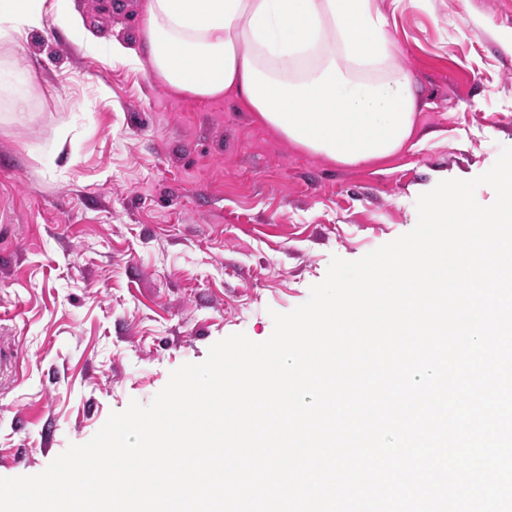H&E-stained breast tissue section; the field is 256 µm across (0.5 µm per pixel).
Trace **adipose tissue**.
<instances>
[{"label":"adipose tissue","instance_id":"obj_1","mask_svg":"<svg viewBox=\"0 0 512 512\" xmlns=\"http://www.w3.org/2000/svg\"><path fill=\"white\" fill-rule=\"evenodd\" d=\"M65 0H0V39ZM376 0H144L154 77L196 98L227 94L281 137L344 166L406 147L422 93L396 60ZM118 60L138 62L113 45Z\"/></svg>","mask_w":512,"mask_h":512}]
</instances>
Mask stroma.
<instances>
[{"label": "stroma", "mask_w": 512, "mask_h": 512, "mask_svg": "<svg viewBox=\"0 0 512 512\" xmlns=\"http://www.w3.org/2000/svg\"><path fill=\"white\" fill-rule=\"evenodd\" d=\"M112 2L66 0L95 46L52 12L0 41V349L16 361L0 373V477L42 472L215 342L265 341L332 256L409 232L420 194L512 146L507 0H377L425 96L417 126L438 136L362 167L112 59L142 28L134 0Z\"/></svg>", "instance_id": "1"}]
</instances>
